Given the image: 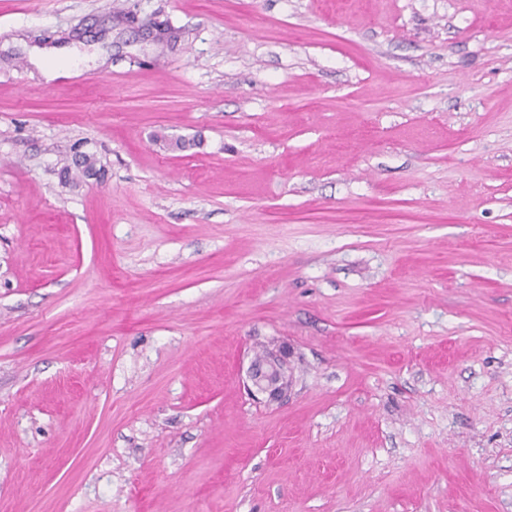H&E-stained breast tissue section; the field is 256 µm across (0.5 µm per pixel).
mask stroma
Returning <instances> with one entry per match:
<instances>
[{
  "instance_id": "obj_1",
  "label": "stroma",
  "mask_w": 512,
  "mask_h": 512,
  "mask_svg": "<svg viewBox=\"0 0 512 512\" xmlns=\"http://www.w3.org/2000/svg\"><path fill=\"white\" fill-rule=\"evenodd\" d=\"M0 512H512V0H0ZM285 356L268 351L260 361H254L249 368L248 377L255 392L279 397L288 390L289 379Z\"/></svg>"
}]
</instances>
